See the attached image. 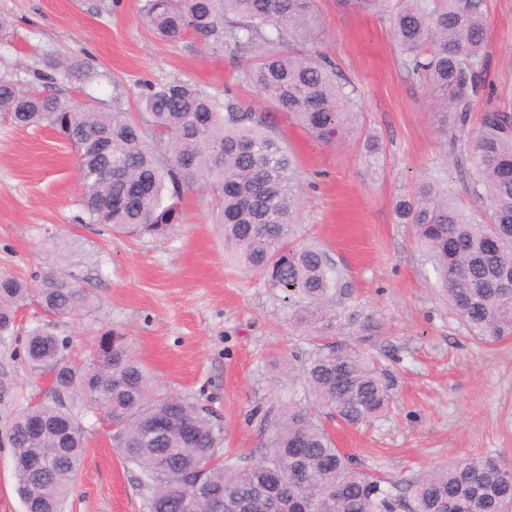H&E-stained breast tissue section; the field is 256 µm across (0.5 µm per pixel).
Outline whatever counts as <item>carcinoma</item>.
Here are the masks:
<instances>
[{
    "label": "carcinoma",
    "instance_id": "obj_1",
    "mask_svg": "<svg viewBox=\"0 0 512 512\" xmlns=\"http://www.w3.org/2000/svg\"><path fill=\"white\" fill-rule=\"evenodd\" d=\"M344 10L390 14L393 40L412 80L424 81L438 121L455 144L470 123L472 98L486 93L485 0H337ZM316 0H145V23L166 41L204 37L245 56V77L277 110L325 144L353 136L354 90L324 56L285 51L316 37ZM23 83L0 75V117L47 127L76 148L84 224L154 235L182 223L183 192L210 195L224 225L225 254L284 293L289 322L310 350L300 381L318 409L281 405L261 460L239 466L219 448L211 412L160 394L123 333L106 330L89 359L74 363L68 341L40 328L25 336V358L53 374L48 399L14 417L8 430L24 512H62L83 463L81 415L95 396L122 459L139 472L147 512H512V468L489 457L454 460L423 475L385 481L337 448L320 414L346 425L383 416L392 383L375 354L338 338L342 273L315 242L296 241L299 203L294 154L263 116L224 88L189 80L144 85L139 116L102 112L44 84L81 81L78 62L50 59ZM481 220L442 182L427 178L396 204L413 226L436 284L467 334L485 345L512 337V104L484 110L457 156ZM65 317L89 306L72 274L47 271L30 284L0 275V335L14 331L30 302ZM44 425L40 433L30 423Z\"/></svg>",
    "mask_w": 512,
    "mask_h": 512
}]
</instances>
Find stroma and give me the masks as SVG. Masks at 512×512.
Listing matches in <instances>:
<instances>
[{
    "mask_svg": "<svg viewBox=\"0 0 512 512\" xmlns=\"http://www.w3.org/2000/svg\"><path fill=\"white\" fill-rule=\"evenodd\" d=\"M144 0H0L12 23L0 42V74L24 81L51 58L88 62L84 90L102 111L131 112L143 83L191 80L223 94L232 85L273 135L296 155L297 237L317 241L343 271V315L376 327L370 342L392 381L391 410L356 426L328 423L357 466L389 480L419 475L464 456L512 467V338L488 347L467 337L433 279L396 202L428 177L463 202L456 153L434 120L424 82L408 79L388 19L343 12L317 0L320 27L305 48L335 62L354 88L355 141L326 145L265 103L242 77L245 59L203 40L171 43L141 20ZM487 80L512 100V0H487ZM383 147L373 164L365 147ZM77 162L49 129L0 119V272L23 278L69 265L91 306L67 317L29 304L15 334L0 335V512H23L7 439L12 419L46 400L48 374L24 357L27 330L68 338L81 361L97 336L123 332L155 386L211 408L223 448L255 463L278 406L300 399L299 368L309 350L289 325L280 296L260 274L233 266L209 195L185 192L183 222L158 235L131 236L81 224ZM85 459L64 512H146L138 472L94 415L82 416Z\"/></svg>",
    "mask_w": 512,
    "mask_h": 512,
    "instance_id": "stroma-1",
    "label": "stroma"
}]
</instances>
